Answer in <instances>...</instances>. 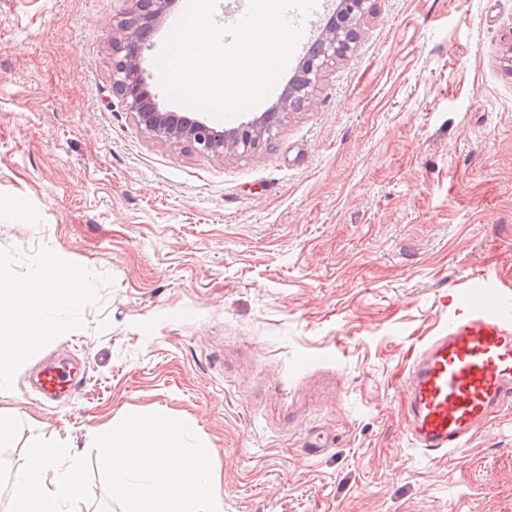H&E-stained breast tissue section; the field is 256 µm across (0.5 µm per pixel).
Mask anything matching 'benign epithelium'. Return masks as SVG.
I'll list each match as a JSON object with an SVG mask.
<instances>
[{"mask_svg": "<svg viewBox=\"0 0 512 512\" xmlns=\"http://www.w3.org/2000/svg\"><path fill=\"white\" fill-rule=\"evenodd\" d=\"M135 7L116 21L112 37V90L121 99L138 127L149 137L187 144L197 153L222 156L230 151L248 150L272 133L274 116L297 110L311 101V89L318 82L328 60L339 54V46L351 43L364 13L366 0H338L337 19L327 24L304 58L298 75L283 90L268 112L236 127L211 124L203 112H165L151 96L152 75L142 66L148 36L176 0H132Z\"/></svg>", "mask_w": 512, "mask_h": 512, "instance_id": "7a95c632", "label": "benign epithelium"}]
</instances>
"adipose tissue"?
<instances>
[{
	"label": "adipose tissue",
	"mask_w": 512,
	"mask_h": 512,
	"mask_svg": "<svg viewBox=\"0 0 512 512\" xmlns=\"http://www.w3.org/2000/svg\"><path fill=\"white\" fill-rule=\"evenodd\" d=\"M88 270L46 258L24 280L0 275V395L11 387V369L55 328L62 308L81 306L93 292ZM86 493L78 461L57 448L36 447L0 512H67Z\"/></svg>",
	"instance_id": "ef3b65f1"
}]
</instances>
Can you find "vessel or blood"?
Masks as SVG:
<instances>
[{
    "mask_svg": "<svg viewBox=\"0 0 512 512\" xmlns=\"http://www.w3.org/2000/svg\"><path fill=\"white\" fill-rule=\"evenodd\" d=\"M73 381L71 370L53 364L38 375L50 397L68 392ZM405 383L411 445L430 457L466 448L494 413L512 405V300L456 289Z\"/></svg>",
    "mask_w": 512,
    "mask_h": 512,
    "instance_id": "1",
    "label": "vessel or blood"
}]
</instances>
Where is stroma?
Listing matches in <instances>:
<instances>
[{
	"instance_id": "35a3bbf8",
	"label": "stroma",
	"mask_w": 512,
	"mask_h": 512,
	"mask_svg": "<svg viewBox=\"0 0 512 512\" xmlns=\"http://www.w3.org/2000/svg\"><path fill=\"white\" fill-rule=\"evenodd\" d=\"M131 0H0V274L49 255L95 290L0 409L91 453L130 412L185 420L224 512H512V408L432 460L404 372L453 289L512 295V0H368L314 101L251 151L141 132L112 92ZM75 367L48 404L32 378Z\"/></svg>"
}]
</instances>
